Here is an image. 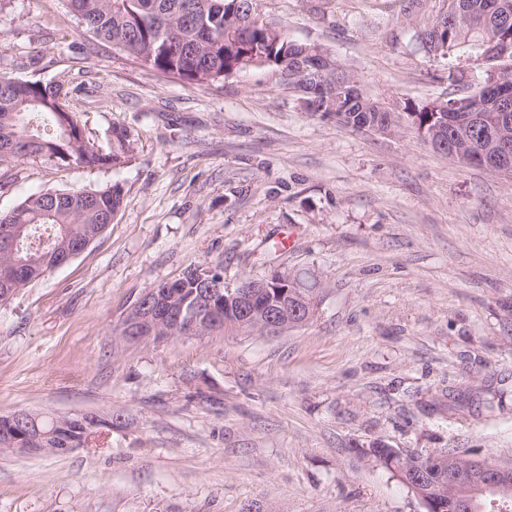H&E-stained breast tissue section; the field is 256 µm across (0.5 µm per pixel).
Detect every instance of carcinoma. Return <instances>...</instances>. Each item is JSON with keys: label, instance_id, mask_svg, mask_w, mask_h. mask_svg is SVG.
Segmentation results:
<instances>
[{"label": "carcinoma", "instance_id": "cac0c4a2", "mask_svg": "<svg viewBox=\"0 0 512 512\" xmlns=\"http://www.w3.org/2000/svg\"><path fill=\"white\" fill-rule=\"evenodd\" d=\"M82 30L108 44L147 71L196 84H212L248 68H263L276 82L300 95L313 115L333 117L345 127L380 131L404 126L439 153L450 154L459 124L469 120L472 162L497 165L487 148L500 133V112L484 88L455 99L396 112L356 87L355 77L315 43L288 37L264 16L256 0H67ZM488 0H448L445 11L416 27L414 38L424 56L455 60L480 55L488 71L512 77V0H500L509 15L497 20L486 12ZM66 80L23 82L0 73V167L13 160L41 157L58 165L121 167L132 157L133 130L113 126L103 139L90 138L66 100ZM124 189L113 184L96 190L47 191L16 207L0 210V295L15 293L57 268L61 255L93 242L114 221ZM199 267L179 278L147 288L137 305H162L168 316L152 326L167 336L174 312L204 292L216 295L214 310L198 319L199 335H269L275 323L296 329L317 316L326 288L312 273L288 281L278 270L255 279L256 313L248 316L229 294L239 284H224L218 268L202 276ZM34 417L19 426L0 419V433L20 428L34 438L31 447L91 442L69 416L54 425ZM370 452L394 471L406 487L418 489L428 512H512V499L493 503L468 473V451L433 448L425 453L392 448L375 441Z\"/></svg>", "mask_w": 512, "mask_h": 512}]
</instances>
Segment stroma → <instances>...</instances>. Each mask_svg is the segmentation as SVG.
<instances>
[{
  "mask_svg": "<svg viewBox=\"0 0 512 512\" xmlns=\"http://www.w3.org/2000/svg\"><path fill=\"white\" fill-rule=\"evenodd\" d=\"M443 0H258L396 110L480 87L476 57L418 54ZM49 82L89 135L133 129L120 168L11 163L0 210L48 190L120 183L83 252L0 303V414L112 413L66 454L0 451V512H426L369 450L457 446L512 459V178L416 134L305 111L271 73L165 78L80 33L64 0H8L0 72ZM286 267L327 294L276 337L112 333L151 284Z\"/></svg>",
  "mask_w": 512,
  "mask_h": 512,
  "instance_id": "stroma-1",
  "label": "stroma"
}]
</instances>
